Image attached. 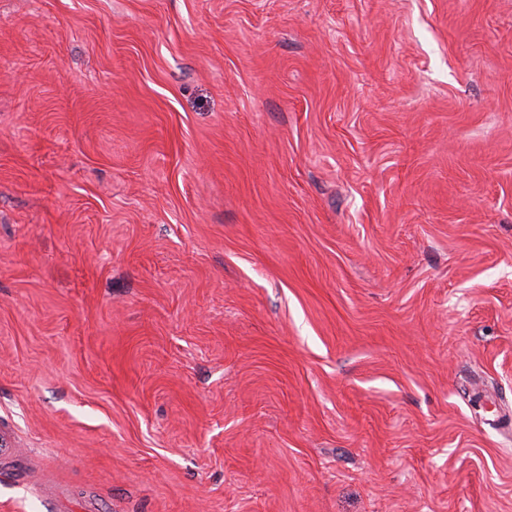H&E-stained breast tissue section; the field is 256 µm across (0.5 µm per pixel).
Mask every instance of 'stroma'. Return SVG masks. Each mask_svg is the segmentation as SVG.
I'll return each mask as SVG.
<instances>
[{
  "label": "stroma",
  "instance_id": "stroma-1",
  "mask_svg": "<svg viewBox=\"0 0 512 512\" xmlns=\"http://www.w3.org/2000/svg\"><path fill=\"white\" fill-rule=\"evenodd\" d=\"M512 0H0V512H512Z\"/></svg>",
  "mask_w": 512,
  "mask_h": 512
}]
</instances>
